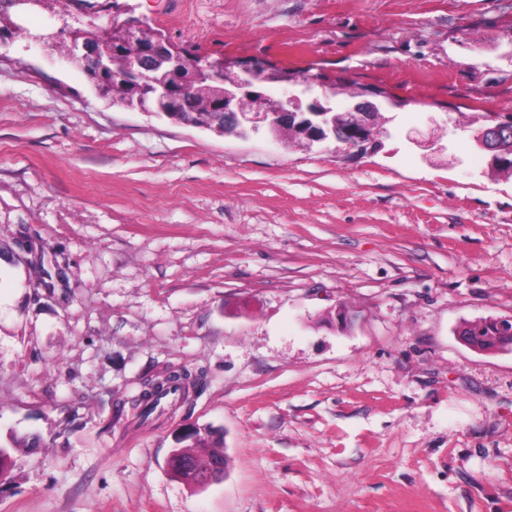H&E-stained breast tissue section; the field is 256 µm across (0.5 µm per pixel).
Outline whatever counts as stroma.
<instances>
[{
	"mask_svg": "<svg viewBox=\"0 0 512 512\" xmlns=\"http://www.w3.org/2000/svg\"><path fill=\"white\" fill-rule=\"evenodd\" d=\"M114 12L395 103L361 156L222 136L100 99L31 41L57 14L0 36V444L41 438L0 512H512V352L455 334L512 316V176L468 134L512 113V0ZM182 367L201 385L141 419ZM190 428L222 481L169 473Z\"/></svg>",
	"mask_w": 512,
	"mask_h": 512,
	"instance_id": "35a3bbf8",
	"label": "stroma"
}]
</instances>
